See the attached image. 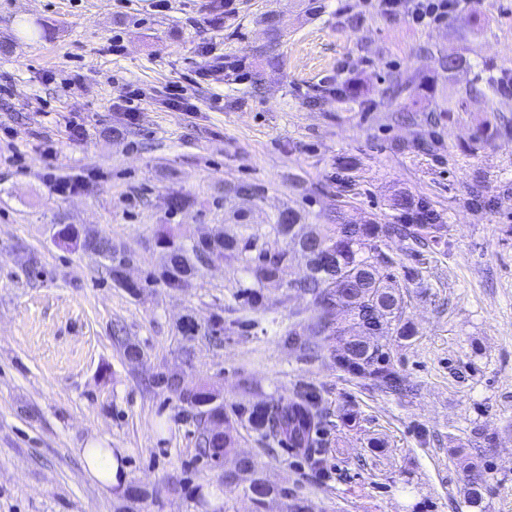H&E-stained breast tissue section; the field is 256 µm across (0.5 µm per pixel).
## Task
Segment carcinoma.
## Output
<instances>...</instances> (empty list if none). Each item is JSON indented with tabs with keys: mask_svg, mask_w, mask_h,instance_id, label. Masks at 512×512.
I'll list each match as a JSON object with an SVG mask.
<instances>
[{
	"mask_svg": "<svg viewBox=\"0 0 512 512\" xmlns=\"http://www.w3.org/2000/svg\"><path fill=\"white\" fill-rule=\"evenodd\" d=\"M438 68L453 78L465 64L459 56L440 55ZM509 74L499 76L488 73L480 79L475 90L485 94L496 93L511 80ZM336 95L358 106L365 105V93L355 81H347L336 89ZM403 214L396 224H334L324 232L306 230L300 224V215L285 208L271 220V230L285 241V247L269 251L258 247L253 235H222L203 238L190 247L179 242L169 232L160 235V245L165 250L166 261L161 279L166 287H183L187 278L199 270L214 253L223 254L243 263L250 282L240 285L237 298L251 308L258 306V288L275 278H280L288 262L296 253L306 260L303 277L288 283V288L299 297H308L321 310L314 330L297 324L286 331L280 341L298 352L305 360H314L322 351V342H335L336 366L365 388L391 394L404 390V381L392 363L385 343L369 342V336L385 339L395 337L408 341L414 328L406 318L405 293L408 285L420 277L419 268L404 271L398 278L393 271L394 259L385 253L381 244L392 237L411 241V251L418 254L442 241L446 224L442 217L425 203L405 198L397 203ZM54 237L60 242L79 244L84 251L111 263L112 279L119 286H128L124 268L132 261L125 249H120L106 237L82 241L72 224H59ZM346 315L345 322L335 324L330 319L336 308ZM184 332L190 336L201 334L220 344L224 336V320L218 316L203 324L189 322ZM176 398L196 411V430L199 445L208 460H222L233 452L234 424L236 420L224 410V402L204 386L189 387L177 377L160 379ZM250 427L271 443L286 444L314 465L320 464L317 432L321 415L313 393L299 390L294 397L278 403L256 404L242 409ZM250 473L248 491L257 502L275 493V489L262 478L255 476L253 463L242 460L239 471L224 474V486L241 480V474ZM464 492L471 507L483 510V491L490 485V470L469 460L463 465Z\"/></svg>",
	"mask_w": 512,
	"mask_h": 512,
	"instance_id": "1",
	"label": "carcinoma"
}]
</instances>
